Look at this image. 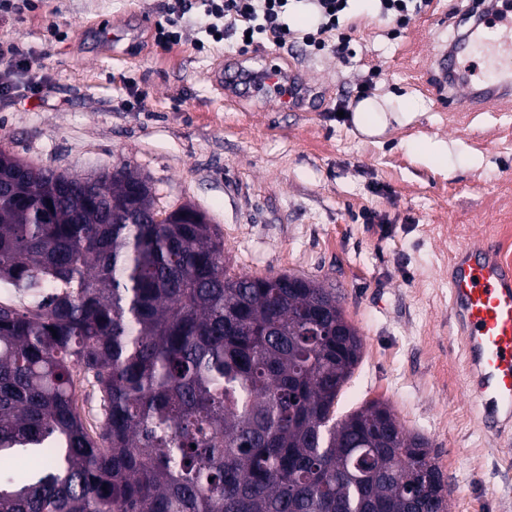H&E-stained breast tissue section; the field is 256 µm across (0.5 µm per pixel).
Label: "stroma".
<instances>
[{"instance_id":"stroma-1","label":"stroma","mask_w":512,"mask_h":512,"mask_svg":"<svg viewBox=\"0 0 512 512\" xmlns=\"http://www.w3.org/2000/svg\"><path fill=\"white\" fill-rule=\"evenodd\" d=\"M470 5L431 0L400 28L376 0H350L340 25L351 53L340 60L300 42L273 52L235 36L213 42L201 7L176 21L168 0H24L0 17V42L30 52L51 91L0 97V147L83 177L128 165L159 209L204 212L236 272L334 289L363 340L337 418L386 403L428 439L451 512H512V437L474 419L448 288L460 245L512 255V235L495 230L512 225V99L452 112L426 86L454 34L440 17ZM173 21L180 43L159 46L157 28ZM270 57L303 77L290 110L258 94L225 105L214 74L260 72ZM364 83L368 96L409 99L414 118L361 134L352 111ZM138 92L145 101L132 104ZM421 138L446 142L447 164L413 152ZM366 209L382 224L364 223Z\"/></svg>"}]
</instances>
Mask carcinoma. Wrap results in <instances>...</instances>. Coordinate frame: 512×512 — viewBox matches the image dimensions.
Segmentation results:
<instances>
[{
    "label": "carcinoma",
    "instance_id": "1",
    "mask_svg": "<svg viewBox=\"0 0 512 512\" xmlns=\"http://www.w3.org/2000/svg\"><path fill=\"white\" fill-rule=\"evenodd\" d=\"M0 284L30 299L0 300V512H449L387 405L334 419L362 339L333 289L232 272L206 215L130 168L0 151ZM79 406L81 417L92 436L99 431V424L96 416V399L92 396V388L86 382L81 383L78 389Z\"/></svg>",
    "mask_w": 512,
    "mask_h": 512
}]
</instances>
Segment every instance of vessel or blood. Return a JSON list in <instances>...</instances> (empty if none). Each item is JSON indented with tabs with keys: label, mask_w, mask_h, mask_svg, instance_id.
<instances>
[{
	"label": "vessel or blood",
	"mask_w": 512,
	"mask_h": 512,
	"mask_svg": "<svg viewBox=\"0 0 512 512\" xmlns=\"http://www.w3.org/2000/svg\"><path fill=\"white\" fill-rule=\"evenodd\" d=\"M479 61L491 83L460 94L449 107L485 105L512 93V24L493 18L438 61L439 72ZM451 305L464 350L465 392L491 433L512 427V265L488 244L461 245L448 269Z\"/></svg>",
	"instance_id": "obj_1"
}]
</instances>
